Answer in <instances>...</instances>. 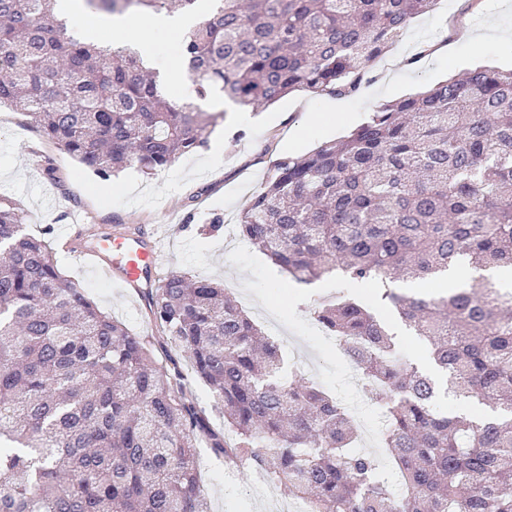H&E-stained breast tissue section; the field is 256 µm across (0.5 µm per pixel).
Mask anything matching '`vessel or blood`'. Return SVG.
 <instances>
[{
	"mask_svg": "<svg viewBox=\"0 0 512 512\" xmlns=\"http://www.w3.org/2000/svg\"><path fill=\"white\" fill-rule=\"evenodd\" d=\"M162 248L161 237L139 231L108 233L77 251L85 262L99 266L105 275H117L144 298L159 284Z\"/></svg>",
	"mask_w": 512,
	"mask_h": 512,
	"instance_id": "1",
	"label": "vessel or blood"
}]
</instances>
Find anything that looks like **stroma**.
<instances>
[{
  "label": "stroma",
  "instance_id": "35a3bbf8",
  "mask_svg": "<svg viewBox=\"0 0 512 512\" xmlns=\"http://www.w3.org/2000/svg\"><path fill=\"white\" fill-rule=\"evenodd\" d=\"M461 15L475 28L494 15L512 26V12H500L497 0H438L433 11L411 19L385 53L365 65L355 93L295 91L251 110L247 122L240 119L241 108L225 103V118L216 127L223 140L217 166L205 147L154 174L130 168L104 181L43 137L22 111L1 103L0 196L19 204L23 226L33 235L48 227L53 236H60L75 214L83 219L82 234L89 243L103 229L157 228L164 238L163 273L184 272L223 282L260 328H268L269 317H276L282 332L275 341L286 371L308 373L336 394L354 420L375 422L383 408L362 402V390L349 381L346 358L328 347L312 317L319 295L337 290L367 304L372 300L369 288L341 277L295 283L258 248L244 241L237 248H225L223 233L206 235L202 229L216 215L225 223H236L276 161L347 136L381 104L414 95L479 64L512 68V48L492 40L455 45L449 57L431 53L434 39L454 31ZM327 112L345 113L346 124L336 128L319 123L318 115ZM55 257L61 272L82 285L100 309L134 332H150V318L133 289L99 277L63 249H56ZM381 316L400 357L432 371L423 341L391 311L382 310ZM198 465L209 512H265L262 499L251 491L254 472L230 467L203 447L198 450Z\"/></svg>",
  "mask_w": 512,
  "mask_h": 512
}]
</instances>
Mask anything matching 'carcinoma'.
Segmentation results:
<instances>
[{"label":"carcinoma","instance_id":"obj_1","mask_svg":"<svg viewBox=\"0 0 512 512\" xmlns=\"http://www.w3.org/2000/svg\"><path fill=\"white\" fill-rule=\"evenodd\" d=\"M104 15L170 12L169 0H85ZM437 0H178L199 97L240 107L296 90L348 93ZM55 0H0V101L95 176L165 168L207 144L221 113L165 97L138 53L80 41ZM295 282L366 284L431 344L439 377L397 359L366 307L338 295L314 319L386 407L383 442L402 490L355 450L348 409L305 375H284L277 343L212 279L171 272L141 336L64 276L51 244L24 232L0 196V512H206L203 445L263 473L309 512H512V288L404 295L403 278L462 262L512 267V68L476 67L381 106L344 138L286 157L236 224ZM178 356L160 364L155 346ZM222 413L188 396L180 361ZM492 404L472 420L440 393Z\"/></svg>","mask_w":512,"mask_h":512}]
</instances>
